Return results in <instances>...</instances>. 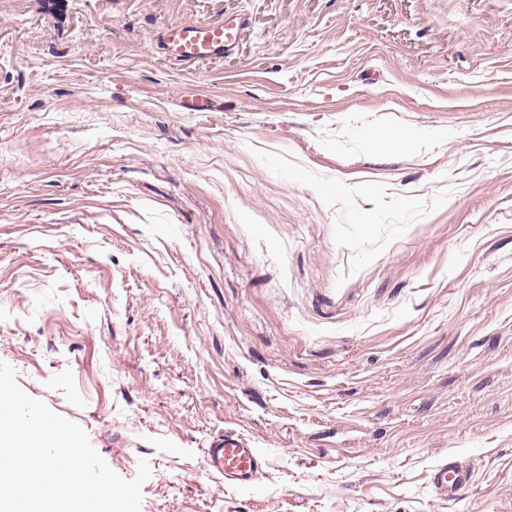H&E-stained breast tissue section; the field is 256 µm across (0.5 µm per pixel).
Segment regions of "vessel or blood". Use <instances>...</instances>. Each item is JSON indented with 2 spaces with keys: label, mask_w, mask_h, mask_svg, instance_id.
<instances>
[{
  "label": "vessel or blood",
  "mask_w": 512,
  "mask_h": 512,
  "mask_svg": "<svg viewBox=\"0 0 512 512\" xmlns=\"http://www.w3.org/2000/svg\"><path fill=\"white\" fill-rule=\"evenodd\" d=\"M243 28L244 21L239 17L216 24H173L162 30L159 44L170 59L194 63L234 48ZM205 457L209 471L234 486L253 484L264 465L263 457L250 448L246 439L233 435L212 440L205 450ZM469 480V470L448 459L441 460L431 475L435 490L449 498L464 490Z\"/></svg>",
  "instance_id": "b4317fda"
}]
</instances>
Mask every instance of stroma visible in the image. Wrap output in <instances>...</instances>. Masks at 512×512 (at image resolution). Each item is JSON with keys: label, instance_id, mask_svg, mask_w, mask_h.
<instances>
[{"label": "stroma", "instance_id": "obj_1", "mask_svg": "<svg viewBox=\"0 0 512 512\" xmlns=\"http://www.w3.org/2000/svg\"><path fill=\"white\" fill-rule=\"evenodd\" d=\"M0 362L140 512H512V0H0ZM243 28L244 20L237 16L216 24H172L160 34V49L181 63L208 60L234 48ZM208 470L234 486L253 484L264 465V459L246 439L233 435L213 439L205 448ZM470 480V472L456 461L442 459L434 468L431 482L435 490L451 499L464 490Z\"/></svg>", "mask_w": 512, "mask_h": 512}]
</instances>
